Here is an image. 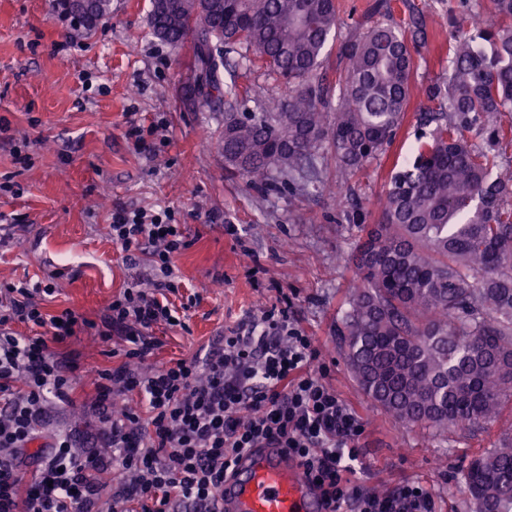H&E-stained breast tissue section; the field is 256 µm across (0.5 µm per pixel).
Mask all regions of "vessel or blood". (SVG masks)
Wrapping results in <instances>:
<instances>
[{
    "label": "vessel or blood",
    "mask_w": 512,
    "mask_h": 512,
    "mask_svg": "<svg viewBox=\"0 0 512 512\" xmlns=\"http://www.w3.org/2000/svg\"><path fill=\"white\" fill-rule=\"evenodd\" d=\"M224 512H324L303 467L277 448L243 455L220 491Z\"/></svg>",
    "instance_id": "vessel-or-blood-1"
}]
</instances>
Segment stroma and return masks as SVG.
Listing matches in <instances>:
<instances>
[{
  "label": "stroma",
  "mask_w": 512,
  "mask_h": 512,
  "mask_svg": "<svg viewBox=\"0 0 512 512\" xmlns=\"http://www.w3.org/2000/svg\"><path fill=\"white\" fill-rule=\"evenodd\" d=\"M436 1L391 0L395 20L425 27L415 56L416 105L424 101V87L448 77V28L432 10ZM373 2L338 0L341 24L323 58L328 82L344 71L342 44L376 22ZM149 10V0H112L110 13L78 37L53 0H0V182L12 187L0 192V215L20 222L0 231V283H53L45 313L70 309L99 319L113 296L152 275L147 253L113 242V211L169 209L187 242L174 258L181 288L172 297L188 307L186 326L157 329L162 345L148 365L204 356L225 332L290 296L330 369L329 383L365 421L363 488L384 493L418 481L434 492L438 512H471L459 470L497 447L512 417L472 432L404 426L359 389L336 334L364 234L362 225L337 223L336 191L351 186L368 210H376L394 159L414 150V115H407L387 153L361 169L340 167L324 149L318 195L247 183L225 169L215 149L223 113L181 110L191 48L155 37ZM226 60L245 90L237 111L256 112L287 97V86L264 70L245 69L238 53H227ZM133 123L148 128L146 148L128 136ZM60 351L77 356L83 369L77 401L65 406L64 418L69 426L96 430L87 407L93 394L88 373L121 359L111 345L85 335Z\"/></svg>",
  "instance_id": "35a3bbf8"
}]
</instances>
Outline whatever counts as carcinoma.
<instances>
[{
	"label": "carcinoma",
	"mask_w": 512,
	"mask_h": 512,
	"mask_svg": "<svg viewBox=\"0 0 512 512\" xmlns=\"http://www.w3.org/2000/svg\"><path fill=\"white\" fill-rule=\"evenodd\" d=\"M470 0L448 11V80L426 91L415 114L414 159L393 168L379 219L365 224L355 203L349 224L366 236L355 256L340 341L372 403L402 425L445 432L499 419L512 404V174L498 159L512 146V0H488L470 33ZM153 34L191 45L181 88L185 110L240 97L224 80L218 48L242 46L291 87L270 112H226L216 147L225 168L251 182L274 173L291 192L320 189V151L357 169L394 143L411 104V33L386 16L343 44L346 66L331 94L319 70L339 27L336 0H150ZM99 0L80 15L87 34L110 12ZM461 476L474 512H512V438L469 460Z\"/></svg>",
	"instance_id": "1"
}]
</instances>
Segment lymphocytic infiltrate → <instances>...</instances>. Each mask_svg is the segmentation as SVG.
Here are the masks:
<instances>
[{
	"label": "lymphocytic infiltrate",
	"instance_id": "1",
	"mask_svg": "<svg viewBox=\"0 0 512 512\" xmlns=\"http://www.w3.org/2000/svg\"><path fill=\"white\" fill-rule=\"evenodd\" d=\"M111 230L122 249H148L157 277L152 288L136 283L113 297L99 320L44 313L52 285L0 284V512H223L218 491L255 448L284 449L326 512H437L420 483L385 495L358 485L364 423L327 382L292 304L240 323L202 358L145 368L161 345L156 329L185 325L169 296L179 288L173 259L186 242L166 214L121 209ZM17 323L33 335H17ZM82 331L116 342L124 357L95 373L99 428L59 430L24 479L30 445L56 404L70 402L79 370L57 347Z\"/></svg>",
	"mask_w": 512,
	"mask_h": 512
}]
</instances>
